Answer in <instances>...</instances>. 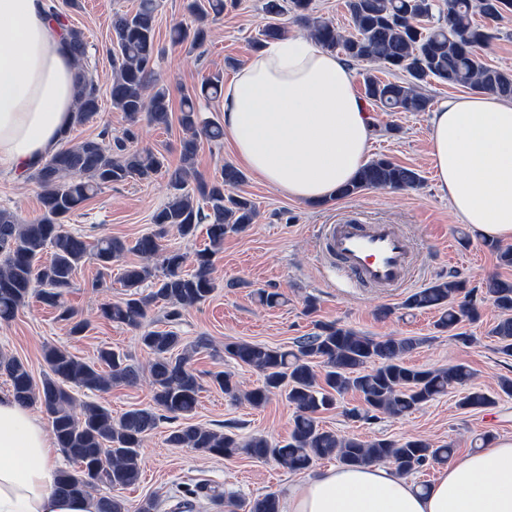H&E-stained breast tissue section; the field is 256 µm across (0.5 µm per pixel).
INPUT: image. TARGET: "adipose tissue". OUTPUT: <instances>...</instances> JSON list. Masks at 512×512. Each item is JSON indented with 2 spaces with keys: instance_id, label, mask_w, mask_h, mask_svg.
I'll return each instance as SVG.
<instances>
[{
  "instance_id": "obj_1",
  "label": "adipose tissue",
  "mask_w": 512,
  "mask_h": 512,
  "mask_svg": "<svg viewBox=\"0 0 512 512\" xmlns=\"http://www.w3.org/2000/svg\"><path fill=\"white\" fill-rule=\"evenodd\" d=\"M50 5L0 0V171L33 173L70 128L77 69ZM222 99L236 156L290 200H331L366 164L374 116L349 64L313 39L267 43ZM429 145L460 222L512 243V100L480 93L440 102ZM60 468L44 422L0 395V512H93L57 494ZM283 512H512V437L449 462L425 489L374 463L332 466L289 486Z\"/></svg>"
}]
</instances>
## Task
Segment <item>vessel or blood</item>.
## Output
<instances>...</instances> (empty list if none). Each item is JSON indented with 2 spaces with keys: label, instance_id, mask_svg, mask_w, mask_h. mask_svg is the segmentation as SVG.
<instances>
[{
  "label": "vessel or blood",
  "instance_id": "b4317fda",
  "mask_svg": "<svg viewBox=\"0 0 512 512\" xmlns=\"http://www.w3.org/2000/svg\"><path fill=\"white\" fill-rule=\"evenodd\" d=\"M322 252L350 279L375 288H395L412 272L405 235L390 224H366L351 219L324 225Z\"/></svg>",
  "mask_w": 512,
  "mask_h": 512
}]
</instances>
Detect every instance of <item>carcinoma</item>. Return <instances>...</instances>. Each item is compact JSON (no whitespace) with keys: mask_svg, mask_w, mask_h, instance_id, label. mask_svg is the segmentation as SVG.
<instances>
[{"mask_svg":"<svg viewBox=\"0 0 512 512\" xmlns=\"http://www.w3.org/2000/svg\"><path fill=\"white\" fill-rule=\"evenodd\" d=\"M345 7L353 27L347 34L331 20L316 15L312 0H291V10L304 20L311 37L322 47L338 50L351 60H370L387 70L408 74L404 82L385 81L373 74L364 77L365 97L381 110L428 111L431 99L421 92V85L431 80L512 98V71L488 66L481 55L493 38L492 28L473 21L477 12L492 21L500 19L512 9V0H445L443 7L437 0H346ZM157 8V0H139L134 10L112 17L109 96L112 106L130 122L125 139L112 143L103 133L76 142L64 138L61 147L32 173L41 188L40 217L22 224L11 211L0 209V321L12 319L32 295L42 305L61 310L60 318L72 319L73 312L62 307L61 297L78 267L89 260L98 265L101 275H110L114 263L129 250L146 262L119 269L125 297L103 304L102 317L139 329L148 309L159 304L167 309L168 317L176 319L181 310L206 301L213 293V257L224 245V236L254 223L255 203L225 193L243 180L235 167L224 166L221 178L210 182L195 173L193 159L199 139L219 141L224 131L220 123L201 118L197 97L186 96L179 116L185 133L182 166L171 175L167 201L152 215L155 229L131 247L112 236L88 241L64 229V218L102 187L129 179L149 180L164 167V157L152 149L128 147L136 139L134 127L141 120L158 126L169 123V89L155 76ZM186 9L197 17V27L190 35L177 25L171 40L175 44L189 40L199 46L207 37L209 13H224V0H208L206 8L199 0H188ZM265 12L271 21L261 30L262 40L285 36L284 26L276 20L283 13L279 0H267ZM418 15L430 18L432 25H414L411 19ZM68 32L78 65L74 127L97 114L101 90L85 69L83 32L71 26ZM223 86V77L213 74L202 82L200 96L217 98ZM419 182L417 172L382 156L367 163L338 196L350 197L372 188H412ZM202 224L206 225L209 246L195 252L193 269L186 273L187 255L176 249L162 250L160 240L169 226L191 238ZM45 253L50 258L42 263ZM158 255L162 257L159 266L148 263ZM146 285L151 286L147 294L142 291ZM488 294L505 314L492 335L499 351L512 356V281L490 282ZM405 306L439 310L436 328L448 332L456 330L463 319L475 320L479 314L475 290L466 289L460 280H437L409 296ZM140 341L151 355L153 405L130 409L118 419L97 402H77L74 391L107 392L114 386L137 383L139 370L128 363L127 355L102 348L95 360L84 361L64 347L50 346L44 353L48 372L38 386L20 359L0 351V373L8 377L13 397L22 403L40 404L58 448L74 464L72 469L60 470L58 491L93 500L94 512H128L121 500L96 491L101 484L125 489L137 483L144 439L164 420H182L167 437L174 448L224 458L241 453L259 460L272 458L293 472L327 458L346 466L389 463L399 475L409 476L432 463H447L454 448L421 439L343 437L324 428L319 415L336 408L338 398L349 391L356 392L362 402V409L349 411L354 418L379 413L405 415L447 394L450 387L464 390L458 402L463 409L496 404L492 396L470 386L472 373L463 364L440 368L409 365L405 356L418 344L413 337L365 336L336 322L325 323L317 333L303 338L294 351L246 341L224 346L229 357L258 371L262 382L242 392L231 374L215 372L211 374L214 386L256 408L271 394L283 393L295 408L285 444H274L264 436L241 440L189 422L202 389L190 366L198 347L182 346V338L173 331H145ZM249 512H280L278 496L266 493L254 498Z\"/></svg>","mask_w":512,"mask_h":512,"instance_id":"cac0c4a2","label":"carcinoma"}]
</instances>
